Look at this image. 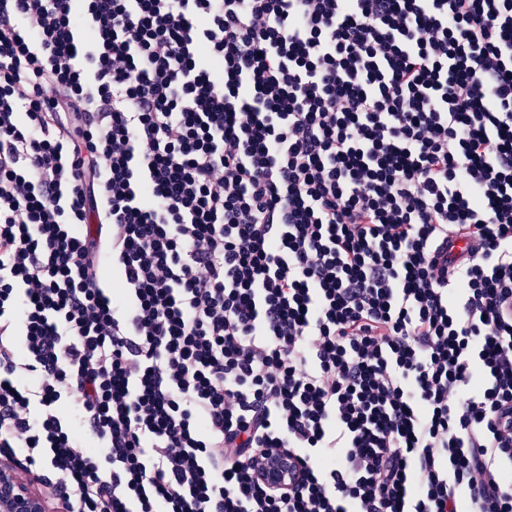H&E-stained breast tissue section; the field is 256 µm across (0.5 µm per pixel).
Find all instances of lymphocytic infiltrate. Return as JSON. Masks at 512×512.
<instances>
[{
  "instance_id": "f902f5d3",
  "label": "lymphocytic infiltrate",
  "mask_w": 512,
  "mask_h": 512,
  "mask_svg": "<svg viewBox=\"0 0 512 512\" xmlns=\"http://www.w3.org/2000/svg\"><path fill=\"white\" fill-rule=\"evenodd\" d=\"M509 305L512 0H0V459L61 512H512ZM260 475L267 485L284 487L288 484V477L295 478L296 471L292 462L288 463V456L281 454L261 462Z\"/></svg>"
}]
</instances>
